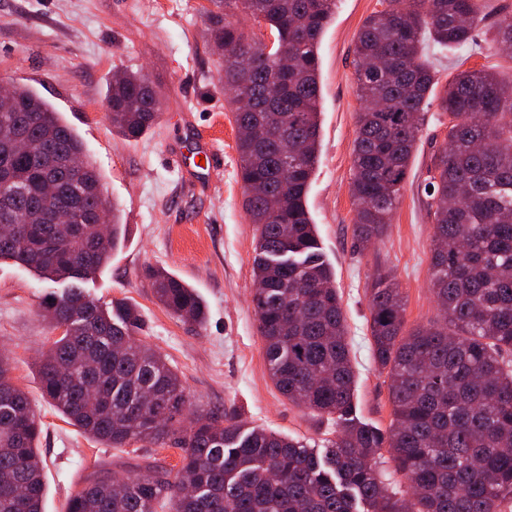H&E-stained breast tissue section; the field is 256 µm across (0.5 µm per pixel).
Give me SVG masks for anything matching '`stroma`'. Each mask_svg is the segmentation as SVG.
I'll return each mask as SVG.
<instances>
[{"label": "stroma", "mask_w": 512, "mask_h": 512, "mask_svg": "<svg viewBox=\"0 0 512 512\" xmlns=\"http://www.w3.org/2000/svg\"><path fill=\"white\" fill-rule=\"evenodd\" d=\"M210 0H0V79L33 89L79 135L121 223L122 247L84 284L99 304L136 303V339L178 373L191 410L235 414L250 427L303 440L323 452L336 437L334 420L288 401L273 385L252 304L255 230L243 208L237 128L224 93L221 60L207 35ZM379 0H337L319 45V161L307 206L320 250L336 273L356 376V416L375 427L392 420L388 379L372 353L368 287L392 270L405 301V327L433 322L429 285L434 226L421 193L433 150L443 145L448 117L430 107L392 224L359 250L349 187L361 101L355 84V41ZM487 25L462 50L431 47L440 86L469 68L512 79V57L493 46ZM145 75L162 115L140 138L117 134L107 118L113 73ZM198 143L213 151V168H178L172 153ZM162 267L191 284L207 306L197 327L170 314L146 277ZM65 282L44 281L0 261V353L31 400L40 423L44 512H65L67 499L90 475L122 477L137 467L177 471L181 449L137 442L108 448L68 424L44 399L37 362L58 332L43 318L46 298Z\"/></svg>", "instance_id": "35a3bbf8"}]
</instances>
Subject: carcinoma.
Wrapping results in <instances>:
<instances>
[{
	"label": "carcinoma",
	"instance_id": "carcinoma-1",
	"mask_svg": "<svg viewBox=\"0 0 512 512\" xmlns=\"http://www.w3.org/2000/svg\"><path fill=\"white\" fill-rule=\"evenodd\" d=\"M211 3L210 41L239 51L224 61V90L232 103L255 101V110H236L234 119L243 206L257 232L253 304L270 377L288 401L335 420L336 439L319 457L298 438L247 430L231 414L194 412L187 427L175 426L187 405L185 387L161 355L136 342L137 306L117 300L108 309L80 287L118 249L119 216L91 221L107 204L99 174L85 161L74 181L59 165L84 156L81 139L33 90L15 85L17 111L0 112V127H25L33 153H14L0 136V167L17 173L0 184V260L41 279L71 281L45 302L63 331L38 366L42 394L68 423L109 448L139 441L183 451L175 476L151 468L118 482L97 476L68 499L66 512H156L161 499L172 512H358L359 503L363 512H501L512 501V81L483 68L463 70L435 99L437 70L424 42L466 47L500 14L495 42L512 47L508 6L382 0L357 38L363 108L349 191L359 246L392 222L430 106L438 102L451 117L424 186L439 318L407 332L392 273L377 272L370 285L373 357L389 378L393 415L381 430L353 417L345 315L307 207L320 138L317 49L336 0ZM236 11L269 29L273 48L288 46L287 73L274 72L252 46L254 32L229 19ZM106 104L112 129L129 140L160 115L159 97L139 73L115 75ZM50 174L60 191L46 201L37 187ZM60 206H75L85 218L75 233L52 223ZM148 278L167 311L203 325L207 308L195 289L161 269H149ZM10 371L0 359V512H42L41 426ZM384 448L406 486L377 466Z\"/></svg>",
	"mask_w": 512,
	"mask_h": 512
}]
</instances>
